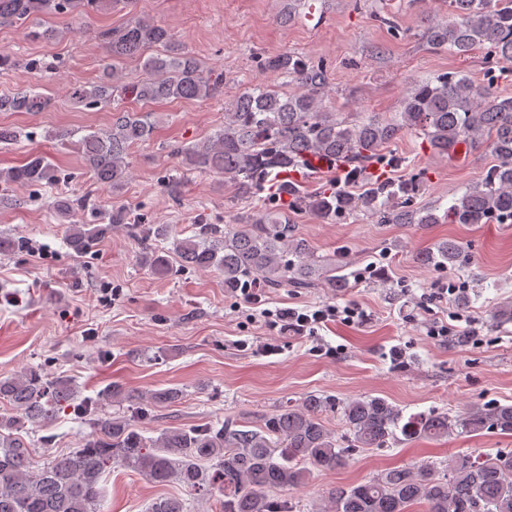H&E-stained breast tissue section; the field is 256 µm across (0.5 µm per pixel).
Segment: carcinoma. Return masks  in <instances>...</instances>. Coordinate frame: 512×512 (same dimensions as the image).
<instances>
[{"label":"carcinoma","mask_w":512,"mask_h":512,"mask_svg":"<svg viewBox=\"0 0 512 512\" xmlns=\"http://www.w3.org/2000/svg\"><path fill=\"white\" fill-rule=\"evenodd\" d=\"M100 6L101 0H0V19L65 13L80 20ZM100 37L112 64L98 81L69 88V97L79 104L98 106L115 97L142 103L208 100L223 94L224 74L203 71L159 21L133 16ZM422 38L430 48L459 57L482 45L494 57L512 59V0H448V20L424 19ZM152 49L155 53L143 61L146 76L128 80L118 65ZM264 68L288 80L294 91L264 84L244 88L224 113L223 127L200 143L172 149L185 170L221 174L234 196L245 198L259 197L275 176L305 168L310 155L323 158L336 176L361 182L369 165L401 162L390 146L410 132L434 153L453 156L464 147L490 153L495 164L445 208L416 203L421 173L398 182L367 181L362 194L334 183L310 192L302 182H281L278 199H288L289 208L324 224L359 214L376 224L419 226L512 219V98L494 94L490 82L476 83L459 71L417 81L391 116L362 120L354 112L329 110L327 72L308 57L283 52L267 58ZM49 106L50 98L33 89L0 95V112H43ZM154 129L149 112L113 110L111 130L81 139L96 181L123 187L131 178V149L150 141ZM58 179L42 153L0 171L6 186L43 187ZM128 220L125 208L114 206L107 224L68 225L66 244L86 253ZM170 235L168 225L152 224L142 230V242ZM173 246L181 267L215 271L231 292L255 284L314 288L322 283L337 292L350 287L347 266L320 265L280 207H261L242 226L202 224L198 234L176 239ZM414 260L443 268L465 262L466 255L449 238L417 252ZM148 262L159 276L177 273L167 257L154 251ZM182 395L179 388H166L124 396L122 389L110 387L96 399L82 398L71 380L41 366L0 378V403L8 407L0 413V512H103L104 483L117 462L153 483H177L213 496L219 512H280L283 505L269 492L304 484L309 465L342 467L358 448L485 431L512 435V403L471 407L457 415H406L388 399L371 395L339 402L309 394L278 407L258 429L227 419L221 425L168 427L156 437L144 436L125 416L97 415L102 404L123 399L143 415ZM64 409L82 416L90 432L80 447L38 466L21 432L28 425L48 427ZM335 411L346 429L340 437L326 425V414ZM435 471L431 464L386 469L367 481L332 489L312 512H411L418 503L426 512H512V451L452 458L443 478ZM148 512L188 509L183 499L169 496L152 501Z\"/></svg>","instance_id":"1"}]
</instances>
